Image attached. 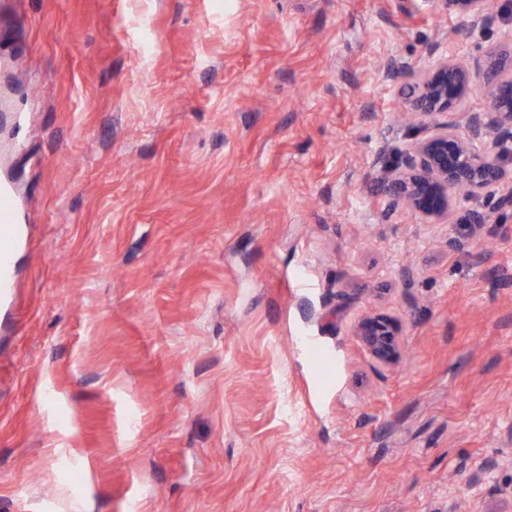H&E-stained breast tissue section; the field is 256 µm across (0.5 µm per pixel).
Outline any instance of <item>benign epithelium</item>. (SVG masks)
Returning <instances> with one entry per match:
<instances>
[{
  "label": "benign epithelium",
  "instance_id": "1",
  "mask_svg": "<svg viewBox=\"0 0 512 512\" xmlns=\"http://www.w3.org/2000/svg\"><path fill=\"white\" fill-rule=\"evenodd\" d=\"M435 8L462 18L472 29L490 23L486 0H433ZM485 94L491 113L467 107L476 91ZM414 115L434 120L429 133L414 141L383 176L388 207L402 204L433 224H444L456 192L484 196L487 206L460 217L481 232L498 209H512V171L502 160L504 138H512V41L488 52L482 67L440 58L415 82ZM362 348L377 362L400 353L399 331L388 318L365 316L353 327Z\"/></svg>",
  "mask_w": 512,
  "mask_h": 512
}]
</instances>
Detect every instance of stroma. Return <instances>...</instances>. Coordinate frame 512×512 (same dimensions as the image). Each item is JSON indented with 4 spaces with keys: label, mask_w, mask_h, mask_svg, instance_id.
I'll return each mask as SVG.
<instances>
[{
    "label": "stroma",
    "mask_w": 512,
    "mask_h": 512,
    "mask_svg": "<svg viewBox=\"0 0 512 512\" xmlns=\"http://www.w3.org/2000/svg\"><path fill=\"white\" fill-rule=\"evenodd\" d=\"M490 13L0 0V165L31 224L0 512H512V212L475 237L381 186L427 132L416 78L512 36V0ZM369 314L396 362L353 336ZM353 336L379 363H391L400 353L398 328L388 318L365 316L359 319L353 327Z\"/></svg>",
    "instance_id": "obj_1"
}]
</instances>
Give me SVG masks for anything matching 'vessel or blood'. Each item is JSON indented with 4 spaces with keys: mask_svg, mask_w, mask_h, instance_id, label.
<instances>
[{
    "mask_svg": "<svg viewBox=\"0 0 512 512\" xmlns=\"http://www.w3.org/2000/svg\"><path fill=\"white\" fill-rule=\"evenodd\" d=\"M26 216L12 180L0 178V312L6 311L15 289L14 258L24 240Z\"/></svg>",
    "mask_w": 512,
    "mask_h": 512,
    "instance_id": "vessel-or-blood-1",
    "label": "vessel or blood"
}]
</instances>
